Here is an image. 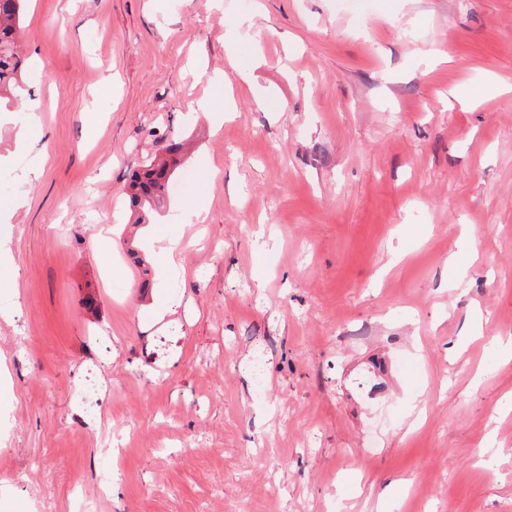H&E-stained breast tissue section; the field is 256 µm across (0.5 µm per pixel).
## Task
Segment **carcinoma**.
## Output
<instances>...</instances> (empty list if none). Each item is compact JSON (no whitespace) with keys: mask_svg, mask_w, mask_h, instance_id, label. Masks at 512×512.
Masks as SVG:
<instances>
[{"mask_svg":"<svg viewBox=\"0 0 512 512\" xmlns=\"http://www.w3.org/2000/svg\"><path fill=\"white\" fill-rule=\"evenodd\" d=\"M25 0H0V103L10 105L23 68L20 42L21 17ZM182 146L167 149V155L153 158L134 171L128 183L134 223L145 224L160 199L166 194L176 168L181 164Z\"/></svg>","mask_w":512,"mask_h":512,"instance_id":"carcinoma-1","label":"carcinoma"}]
</instances>
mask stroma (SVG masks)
Wrapping results in <instances>:
<instances>
[{"label":"stroma","instance_id":"obj_1","mask_svg":"<svg viewBox=\"0 0 512 512\" xmlns=\"http://www.w3.org/2000/svg\"><path fill=\"white\" fill-rule=\"evenodd\" d=\"M21 35L0 512H512V0H27ZM182 145H172L163 158L154 157L134 171L128 183L130 207L136 217L132 224H145L160 199L166 194L176 168L181 164Z\"/></svg>","mask_w":512,"mask_h":512}]
</instances>
